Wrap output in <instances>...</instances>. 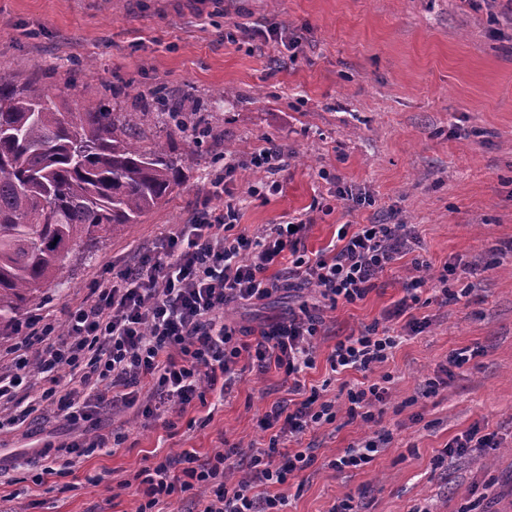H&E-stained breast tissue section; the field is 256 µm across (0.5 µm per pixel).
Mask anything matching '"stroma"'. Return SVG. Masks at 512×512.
Instances as JSON below:
<instances>
[{"mask_svg": "<svg viewBox=\"0 0 512 512\" xmlns=\"http://www.w3.org/2000/svg\"><path fill=\"white\" fill-rule=\"evenodd\" d=\"M276 40H268V30ZM0 75L38 77L56 102L77 108L108 99L113 111L144 113L145 139L185 135L165 123L160 102L204 113L193 129L195 152L182 154L181 184L129 233L100 243L72 266L66 282L44 289L36 305L0 342V373L26 354L33 317L63 326L68 310L111 277L137 247L223 210L212 181L228 148L239 156L274 142L288 155L281 190L249 197L265 181L260 169L238 171L229 189L241 200L239 225L253 232L301 216L311 222L308 250L329 245L340 224H371L387 214L408 224L433 268L457 267L447 307L417 306L426 322L379 369L390 375L384 406L387 437L371 463L336 469L334 460L375 436L372 425L338 417L306 439L317 461L291 479L288 512H330L353 496L358 512H512V257L492 264L512 243V17L486 0H0ZM331 180H323L321 171ZM372 198L354 205L337 186ZM410 258L383 274L361 302L326 311L329 331L316 343L305 376L326 400L344 401L359 373L333 375L326 358L338 339L374 323L394 328ZM310 289L280 290L256 303H232L224 317L247 326L287 317ZM475 357L442 376L455 351ZM18 391L0 405V507L6 512H136L133 476L184 448L208 458L225 442L243 452L268 438L258 425L267 406L288 398L282 374L243 372L216 406L191 408L169 430L137 409L101 416L98 432L117 431L119 447L82 458L74 475L38 484L40 448L79 432L52 410L8 426ZM479 429L496 449H469L436 465L446 445Z\"/></svg>", "mask_w": 512, "mask_h": 512, "instance_id": "stroma-1", "label": "stroma"}]
</instances>
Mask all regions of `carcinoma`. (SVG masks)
I'll return each mask as SVG.
<instances>
[{
    "label": "carcinoma",
    "mask_w": 512,
    "mask_h": 512,
    "mask_svg": "<svg viewBox=\"0 0 512 512\" xmlns=\"http://www.w3.org/2000/svg\"><path fill=\"white\" fill-rule=\"evenodd\" d=\"M140 120L101 102L74 112L36 78L0 76V333L180 184L181 156L140 145Z\"/></svg>",
    "instance_id": "cac0c4a2"
}]
</instances>
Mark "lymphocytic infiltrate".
Segmentation results:
<instances>
[{
	"mask_svg": "<svg viewBox=\"0 0 512 512\" xmlns=\"http://www.w3.org/2000/svg\"><path fill=\"white\" fill-rule=\"evenodd\" d=\"M238 212L235 199L225 200L222 213L195 217L140 250L132 265L69 311L63 329L31 326L37 364L23 359L16 374L0 375V400H11L26 382L41 390L11 416L14 424L48 406L76 426L94 424L105 411L136 407L172 429L192 404H206L210 391L231 389L240 360L261 374L283 373L292 397L272 403L261 418L270 433L266 446L245 458L228 443L204 461L195 449H181L144 469L137 512H168L176 492L208 486L213 494L201 500L200 512H285L289 479L316 462L312 448L291 451L288 442L341 414L380 424L375 408L387 389L372 381V373L392 356L404 332L422 328L407 312L419 305L423 291L452 298L447 270L428 274L419 240L406 225L344 224L336 245L312 253L305 247L308 220L267 224L248 234L238 229ZM406 256L414 273L403 278L404 295L393 311L407 318L403 333L373 326L338 340L327 357L330 371L351 369L363 380L348 389L343 404L321 400L318 391L307 390L304 375L316 366L325 309L364 300ZM295 284L314 290L315 301L288 318L256 328L224 318L229 303L260 301Z\"/></svg>",
	"mask_w": 512,
	"mask_h": 512,
	"instance_id": "lymphocytic-infiltrate-1",
	"label": "lymphocytic infiltrate"
}]
</instances>
